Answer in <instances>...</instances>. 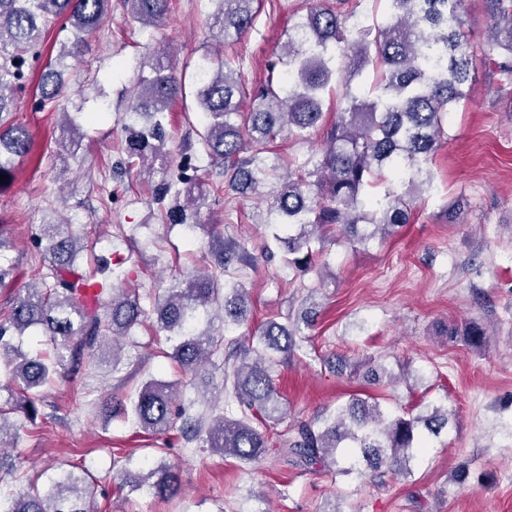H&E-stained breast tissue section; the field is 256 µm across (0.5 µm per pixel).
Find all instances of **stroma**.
<instances>
[{"label":"stroma","instance_id":"1","mask_svg":"<svg viewBox=\"0 0 512 512\" xmlns=\"http://www.w3.org/2000/svg\"><path fill=\"white\" fill-rule=\"evenodd\" d=\"M309 0H263L253 28L227 46L211 38L210 0H172L157 28L129 21L120 6L89 37L80 60H68L70 98L64 110L41 105L37 86L47 62L64 39L51 28L39 58L24 66L26 90L17 123L32 139V151L0 182V236L5 256L16 266V286L37 281L46 270L42 250L32 243L42 224L66 221L84 229L103 280L138 290L151 308L156 288L171 279L207 271L206 254L218 242L244 243L254 256L239 277L251 292L253 322L298 314L314 295L319 314L307 329L298 356L280 368L279 388L289 419L309 418L366 393L391 409L419 402L448 403L455 415L448 430L413 464L409 481L385 476L382 484L357 475L331 478L268 455L245 464L207 448L185 445L178 428L165 436L101 415L110 397L135 396L156 376L177 382L178 402L204 411L196 385L168 358L170 345L151 319L133 331L119 367L99 360L78 374L48 386L36 420L23 415L9 451L13 471L0 473V491L16 493L40 480L47 469L67 463L85 468L109 488L94 512H512V93L501 89L492 61L484 58L490 19L481 0H467L464 19L473 56V92L465 107L448 116L447 134L430 168L434 181L413 206L408 224L356 247L330 246L327 264L299 273L282 259L260 254L272 241L270 191L288 168L320 150L322 133L311 140L277 137L276 173L264 195L227 190L208 199L200 227L186 236L183 226L162 223L147 183L114 171L123 158L121 118L133 94V71L160 52L183 67L187 98L175 106L167 126L174 164L189 157L198 126L193 65L202 55L234 51L243 61L246 83L261 79L265 65L281 55L290 28L306 14ZM110 111L81 130L76 158L62 159L63 112ZM472 319L493 324L495 333L479 351L448 341L446 326ZM340 355L343 371L328 365ZM384 363L396 383L371 385L368 359ZM168 447L166 457L156 450ZM176 466L180 496L170 502L123 484L113 462L145 472L157 462ZM472 461L489 473L484 486L459 488L452 474Z\"/></svg>","mask_w":512,"mask_h":512}]
</instances>
